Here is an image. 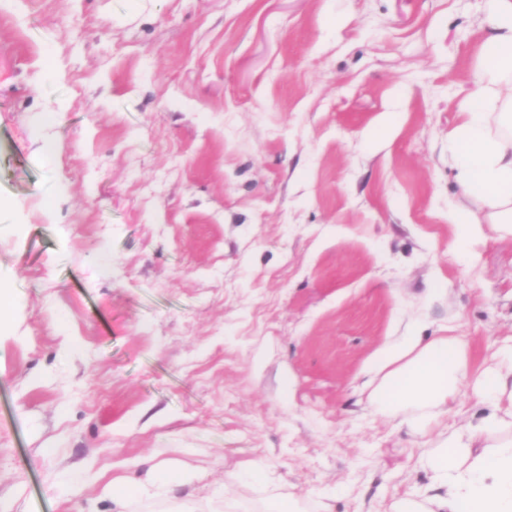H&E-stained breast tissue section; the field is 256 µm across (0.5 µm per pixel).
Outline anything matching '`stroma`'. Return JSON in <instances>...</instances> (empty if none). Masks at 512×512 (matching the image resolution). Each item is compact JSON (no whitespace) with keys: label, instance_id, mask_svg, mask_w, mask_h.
Segmentation results:
<instances>
[{"label":"stroma","instance_id":"obj_1","mask_svg":"<svg viewBox=\"0 0 512 512\" xmlns=\"http://www.w3.org/2000/svg\"><path fill=\"white\" fill-rule=\"evenodd\" d=\"M490 0H0V512H115L166 464L307 512H391L427 435L368 401L409 328L512 336V237L457 253L448 135ZM59 121H47L49 113ZM56 144L46 153L47 144Z\"/></svg>","mask_w":512,"mask_h":512}]
</instances>
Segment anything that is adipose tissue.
Returning a JSON list of instances; mask_svg holds the SVG:
<instances>
[{"instance_id": "adipose-tissue-1", "label": "adipose tissue", "mask_w": 512, "mask_h": 512, "mask_svg": "<svg viewBox=\"0 0 512 512\" xmlns=\"http://www.w3.org/2000/svg\"><path fill=\"white\" fill-rule=\"evenodd\" d=\"M482 54L484 87L465 102L448 136V156L472 202L452 217L454 236L463 245L488 225L512 235V0H494ZM376 363L381 378L370 403L384 416L413 411L412 422L422 432L436 423L434 408L453 404L470 377L465 343L448 329L428 340L408 331L381 350ZM479 382L488 415L472 438L426 453L427 493L397 500L392 512H512V437L501 435L505 420L512 419V373L487 372ZM185 479L156 467L144 482L116 486L112 500L125 508L151 494H170Z\"/></svg>"}]
</instances>
